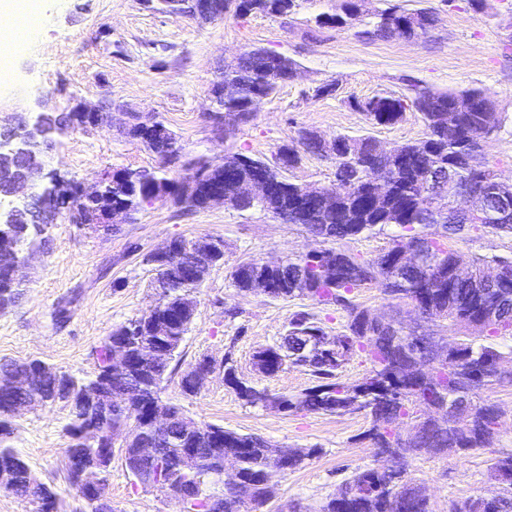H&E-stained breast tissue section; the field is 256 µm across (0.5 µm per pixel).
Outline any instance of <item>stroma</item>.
<instances>
[{
	"mask_svg": "<svg viewBox=\"0 0 512 512\" xmlns=\"http://www.w3.org/2000/svg\"><path fill=\"white\" fill-rule=\"evenodd\" d=\"M342 0H297L293 13L197 24L159 14L143 0H37L39 22L30 37L0 60V123L24 112H68L75 100H111V122L56 137L50 149L61 175L92 185L107 168L153 169L154 153L128 138L122 111L155 115L176 134L186 152L223 162L230 151L272 158L277 148L295 143L300 129L330 138L370 136L385 147L414 141L426 127L420 112L406 107L391 125H375L359 108L376 96L411 98L412 87L478 89L491 94L504 117L487 138L482 163L512 180V0H487L476 11L471 0H421L438 22L427 36L366 41L354 29L321 27L320 14L339 12ZM262 48L293 59L298 73L258 106L252 120L233 137L218 141L208 118L209 90L226 59ZM332 83L336 90L318 95ZM212 236L224 241V264L213 269L195 293L197 308L186 335L177 374L163 383L162 398L181 405L198 422L239 433L261 435L287 448H320L317 458L285 473H273L271 512H319L342 480L374 465L362 413L324 415L282 412L246 405L214 370L197 395L181 391L180 370L202 357H231L240 378L270 393L293 395L313 385L308 372L285 368L259 374L253 355L279 343L293 316L313 315L327 336L346 332V314L307 296L288 300L241 292L229 274L243 259L280 262L324 246L302 225L285 224L270 213L241 212L218 204L188 211L167 199L145 207L133 221L111 232L93 231L68 220L48 230L45 247L24 269L26 288L18 303L0 311V359H39L76 375L95 369V349L112 330L143 315L156 302L155 276L145 254L174 238ZM446 246L463 263L482 256L512 261V236L467 228ZM67 302L58 317L59 302ZM505 419L490 447L464 455L422 456L408 477L421 486L433 512H452L471 497L495 495L490 464L512 452V363L499 382L483 390ZM71 416L63 404L39 406L12 422L11 445L33 474L58 491L56 512H75L78 501L66 491L65 449ZM114 512H183L182 504L160 488H142L114 455L108 477Z\"/></svg>",
	"mask_w": 512,
	"mask_h": 512,
	"instance_id": "1",
	"label": "stroma"
}]
</instances>
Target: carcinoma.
<instances>
[{"instance_id":"cac0c4a2","label":"carcinoma","mask_w":512,"mask_h":512,"mask_svg":"<svg viewBox=\"0 0 512 512\" xmlns=\"http://www.w3.org/2000/svg\"><path fill=\"white\" fill-rule=\"evenodd\" d=\"M296 0H155L159 13H173L188 17L201 15L216 21L227 15L245 17L253 13L286 16L295 8ZM364 0H344L342 13L320 14V26L358 28L357 35L366 39L388 40L394 37L418 38L433 28L436 13L430 8L411 12L392 6L365 20ZM268 51L255 48L244 52L234 65L224 66L220 78L238 87L237 94L220 101L224 115L236 117L238 123L250 121L260 102L276 91L286 77L293 75L297 64L285 57L279 67L281 82L269 80ZM411 101L388 96L375 97L366 102L367 118L376 125H390L398 121L407 105L421 112L425 123L424 137L394 147V155L386 157L379 152L378 142L370 137L351 138L337 134L331 138L333 150L325 149L326 139L311 130L301 129L298 146L282 145L276 152V161L254 158L240 152L224 155V164L233 166L242 180L255 179L278 168L285 158L292 168L301 160V153L333 156L336 182L323 186L311 197L298 201L300 185L287 177L280 178L281 191L265 202H239L229 196L230 207L238 211L259 208L281 218L287 224H301L310 233L328 241H343L364 234L381 232L389 226L399 228L391 236L389 246L372 260L360 261L352 254L331 247L315 255L303 254L288 259L282 267H270L257 259L240 262L231 272L234 287L250 291L253 283L268 281L273 285V297L288 299L308 296L320 302L336 304L347 314L348 333L337 337V344L322 351L303 348L306 338L324 335L323 328L308 313L296 314L289 323L288 334L280 343L262 348L254 354L256 370L273 376L285 367H302L314 378L315 384L297 395L271 396L263 388L247 382L240 383L231 359L222 362L224 381L233 385L239 398L251 406L279 405L283 411L305 410L321 414L362 412L372 419L366 438L374 449H394L404 458L401 476L392 482L376 468L359 470L345 478L336 495L321 507V512H432L428 498L416 493L415 485L406 478L409 460L432 455L431 449L444 448L446 453H465L485 448L493 440L499 415L495 404L489 401L472 402L452 413L443 411L432 420H422V405L427 402L448 404V394L462 387L480 391L500 378L490 376L485 366H502L512 362V349L505 352L497 339L512 333V303L505 305L495 324L472 323L475 307L484 295L472 287V279L481 277L486 270L507 260L498 256L479 258L465 268V275L455 273L460 259L449 251L442 240L465 229L463 224H431L428 221L429 199L438 193L441 176L454 170L461 185L480 188L489 183L487 176L493 169L483 166L480 173L473 172L461 157L476 153L481 143L502 125L501 113L465 112L455 126L442 125V112L448 111L456 98H473L478 103L492 101L481 90L437 91L416 87ZM151 151L161 156H177L176 169L185 175L209 172L210 179L219 180L223 172L212 169V163L202 155L184 151L176 134L166 129L164 138L156 140ZM387 168L389 193L382 199L372 197L368 184L375 177L373 166ZM172 168L161 166L155 171L116 169L112 179L89 197L79 198L65 190L52 201L59 213L84 210L89 213L108 214L124 208L133 215L163 194L188 210L205 208L201 196H182L179 180L170 176ZM423 254V263L404 269L397 268L392 257L410 246ZM181 253L169 260L170 271L156 274L158 299L154 308L156 323L145 314L112 330L101 346L95 350L96 367L93 376L77 378L59 368L49 367L31 391L40 393L50 402H62L70 407L72 422L68 433L72 443L66 455L80 452L87 465L98 467L97 449L114 445L119 432L123 436L122 455L126 468L137 477V482L151 488L154 475L173 485L192 488L194 498L186 504V512H211L210 502L224 496V512H265L273 497L270 484L264 476L281 461H288L294 470L305 461L317 456L319 448H279L254 434H241L222 426L205 422L185 433L175 429L172 436L157 444L163 454L152 460L138 457L136 448L155 441L153 431L144 420L149 405L155 403L153 395H161L162 382L171 364L164 359L152 366L130 370L110 369L109 347L123 344L136 354L149 346H159L178 353L189 323L181 312L196 311L194 293L199 284L178 274ZM376 285L384 295L393 299L415 302L425 301L434 311L435 319L449 320L481 332L479 336H462L448 356L447 373L438 383L429 366L420 356L413 355L412 346L400 341L391 324L371 317L367 309L352 300V294L361 288ZM365 344L376 350L382 367H372L368 376L352 385L337 381V372L352 353V348ZM112 377V389L131 390L135 396L131 404L106 413L96 424L82 420L81 409L68 395L80 394L83 389ZM29 391V392H31ZM29 392L14 396L23 402ZM413 424V444L405 447L401 439L392 437L407 420ZM11 416L0 405V466L9 464L15 469V484L1 488L0 492L28 501L31 512H49L47 505H55L57 493L32 474L28 464L11 446L6 444ZM183 448L199 449V456L191 468L178 466ZM235 457L241 478L254 484L251 496L243 499L229 487L222 486L224 456ZM454 512H512V485L502 488L493 500L484 497L467 499L455 507Z\"/></svg>"}]
</instances>
